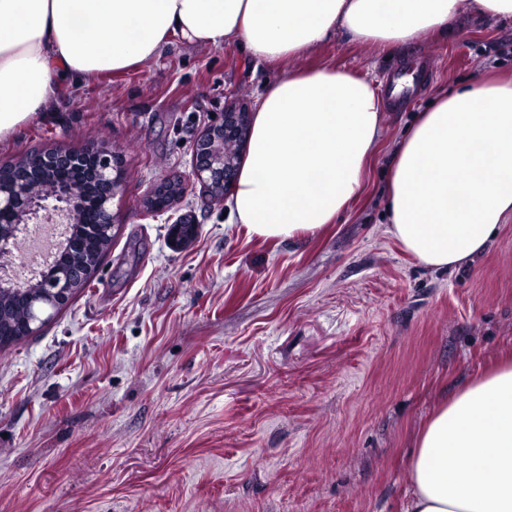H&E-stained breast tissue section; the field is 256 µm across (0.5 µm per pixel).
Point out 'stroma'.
Wrapping results in <instances>:
<instances>
[{"label":"stroma","instance_id":"stroma-1","mask_svg":"<svg viewBox=\"0 0 512 512\" xmlns=\"http://www.w3.org/2000/svg\"><path fill=\"white\" fill-rule=\"evenodd\" d=\"M375 82L383 133L361 197L314 236L262 241L191 176L199 135L254 108L273 70L172 40L0 141L117 160L115 236L89 288L0 351V512H404L415 436L440 396L512 355V222L434 270L390 234L394 149L420 107L512 75V20L464 13L448 40L309 58ZM414 73L392 97L387 82ZM186 181L165 212L144 200ZM197 226L178 246L173 224Z\"/></svg>","mask_w":512,"mask_h":512}]
</instances>
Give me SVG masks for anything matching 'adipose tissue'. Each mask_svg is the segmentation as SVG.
<instances>
[{
  "label": "adipose tissue",
  "mask_w": 512,
  "mask_h": 512,
  "mask_svg": "<svg viewBox=\"0 0 512 512\" xmlns=\"http://www.w3.org/2000/svg\"><path fill=\"white\" fill-rule=\"evenodd\" d=\"M465 12L512 19V0H0V140L45 119L69 87L152 62L171 38L234 46L278 76L258 94L229 214L263 241L314 235L361 194L383 102L373 82L306 58L339 38H444ZM387 208L391 234L425 267L486 249L512 220V80L481 79L420 112L395 150ZM452 456L466 469L449 470ZM410 482L407 512H512V359L437 407Z\"/></svg>",
  "instance_id": "1"
}]
</instances>
